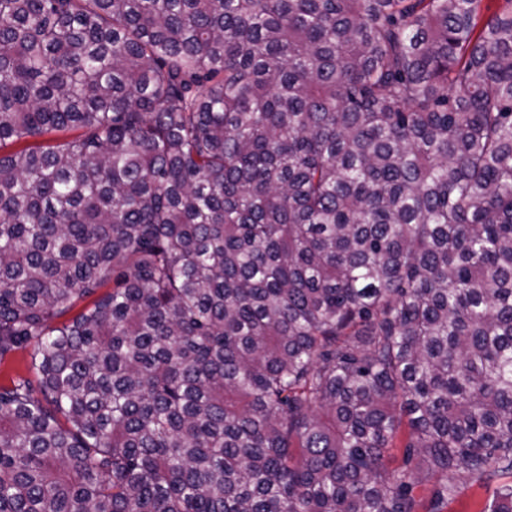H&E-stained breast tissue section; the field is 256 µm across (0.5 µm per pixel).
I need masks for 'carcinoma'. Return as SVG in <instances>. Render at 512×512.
Here are the masks:
<instances>
[{"mask_svg":"<svg viewBox=\"0 0 512 512\" xmlns=\"http://www.w3.org/2000/svg\"><path fill=\"white\" fill-rule=\"evenodd\" d=\"M482 2L0 0V512H512ZM29 357L25 351H16L7 356L0 364V384H9L16 373L27 372ZM487 492L485 488L474 485L466 491L458 501L448 506L447 512H474L476 504L485 499Z\"/></svg>","mask_w":512,"mask_h":512,"instance_id":"cac0c4a2","label":"carcinoma"}]
</instances>
